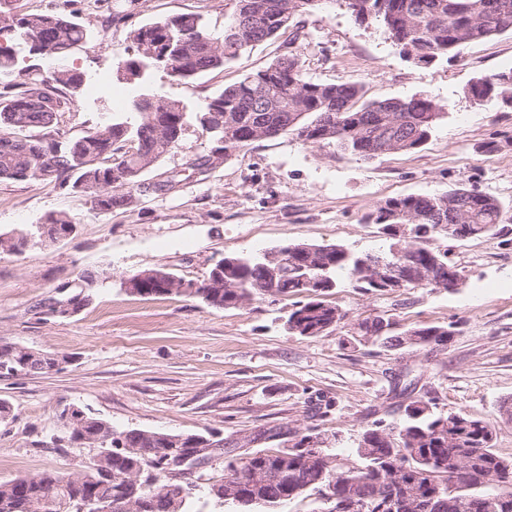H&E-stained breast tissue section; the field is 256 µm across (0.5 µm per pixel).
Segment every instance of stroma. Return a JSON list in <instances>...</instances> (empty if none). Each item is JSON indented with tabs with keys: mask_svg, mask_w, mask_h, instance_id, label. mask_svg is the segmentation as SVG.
<instances>
[{
	"mask_svg": "<svg viewBox=\"0 0 512 512\" xmlns=\"http://www.w3.org/2000/svg\"><path fill=\"white\" fill-rule=\"evenodd\" d=\"M124 0H14L23 13L64 11L90 33L70 63L87 79L111 75L110 91L64 105L57 130L75 139L151 94L191 105L268 67L286 50L315 82L361 86L370 100L431 97L444 117L418 150L363 161L335 144L294 135L233 151L207 175L182 178L164 192L134 191V202L98 210L90 194L65 193L39 181L0 180V233L31 231L65 214L75 232L23 252L0 251V339L64 357L61 369L0 377V481L43 471L85 470L98 449L56 445L59 413L74 406L117 430L202 434L247 455L285 448L291 431L311 429L325 448L355 461L372 422L398 421L410 400L433 391L443 411L465 412L493 429L494 446L512 457V211L494 237L452 240L448 252L463 282L451 290L405 287L362 295L341 284L329 300L346 313L319 336L289 333L292 300L281 297L214 309L185 296L143 297L123 278L163 267L199 282L230 253L254 254L298 243H338L356 253L388 248L366 217L385 200L466 187L512 204V106L481 105L465 94L479 75L512 69V34L464 47L458 58L428 65L404 58L384 27L360 25L344 0H322L299 17V32L246 50L189 83L154 70L143 84L115 78L127 55V32L141 23L205 9L215 27L238 0H136L127 23L112 22ZM209 133L186 126L180 144L147 172L164 179L207 152ZM109 279L77 314L54 317L47 305L87 270ZM374 316L401 328L459 321L461 332L437 351L386 350L353 338ZM224 477L215 457L190 477L194 512H229L209 489Z\"/></svg>",
	"mask_w": 512,
	"mask_h": 512,
	"instance_id": "1",
	"label": "stroma"
}]
</instances>
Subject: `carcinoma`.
Segmentation results:
<instances>
[{
	"mask_svg": "<svg viewBox=\"0 0 512 512\" xmlns=\"http://www.w3.org/2000/svg\"><path fill=\"white\" fill-rule=\"evenodd\" d=\"M320 0H239L238 13L220 30L211 27L203 11L184 13L131 28L127 40L131 55L119 64V79L143 83L154 69H168L178 81H191L224 67L240 53L269 41L299 16L311 12ZM360 23L382 24L400 52L418 64L453 57L460 48L512 32V0H496L493 11L486 0H345ZM87 29L63 13H18L9 0L0 5V73L14 74L22 91L0 101V180L41 181L60 190L93 195L103 211L133 202L132 190L142 176L176 148L187 124L199 123L210 133L206 154L188 161L199 174L224 164L233 150L267 139L270 133L293 134L305 144L333 142L368 161L390 152H412L431 136L441 112L427 95L410 99L363 100L362 89L348 83H321L307 79L297 55L284 53L266 69L223 87L192 107L162 101L148 111L152 96L133 101L134 122L114 120L76 139L54 133L62 105L59 91L70 98L83 90L85 74L68 65V58L88 40ZM27 56H50L58 67L48 82L33 66L17 67L14 44ZM467 94L483 102L495 97L512 103V70L474 78ZM508 213L497 197L467 188L432 195L409 194L390 198L369 215L377 233L396 239V227L409 225L401 255L393 249L358 254L335 243L293 245L285 258L296 273L288 279L275 272L270 249L260 254L231 253L219 260L195 288H180L182 279L163 267L139 272L140 288L151 295L188 296L215 308L244 306L257 298L296 296L288 311V331L319 336L339 326L342 309L326 296L339 279L362 294L396 290L382 276L394 263L404 266V286L448 288V270L455 265L439 239L459 240L494 236ZM75 227L66 215L49 218L46 236ZM109 278L104 269L81 275V290L67 299L70 309L49 308L53 315H72L91 300L90 291ZM459 323L423 324L395 332L396 323L377 316L356 325L357 337L387 349L415 347L445 349L458 334ZM54 357L36 353L29 365L15 368L42 374ZM439 397L430 392L410 401L399 422L378 420L365 429L355 453L357 467L337 468L336 457L313 448L311 432L295 435L287 448L267 449L233 458L224 451V481L238 486L245 509H277L310 491L332 500L326 512H381L391 500H406L399 512H512V460L494 448L492 429L482 420L461 412L438 409ZM86 426L62 423L73 440L92 439L112 424L85 415ZM133 452L114 456L108 476L92 462L77 476L41 472L0 482V500L7 512H73L68 504L88 495L112 498L131 505L129 512H173L171 505L182 482L168 477L160 465L169 458L168 446L156 432L124 430ZM152 467L155 479H132Z\"/></svg>",
	"mask_w": 512,
	"mask_h": 512,
	"instance_id": "obj_1",
	"label": "carcinoma"
}]
</instances>
